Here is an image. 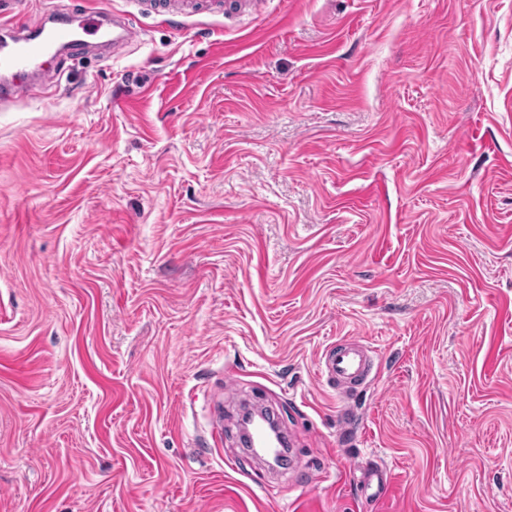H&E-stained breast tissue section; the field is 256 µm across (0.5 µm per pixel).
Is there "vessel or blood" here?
Wrapping results in <instances>:
<instances>
[{
    "instance_id": "vessel-or-blood-1",
    "label": "vessel or blood",
    "mask_w": 512,
    "mask_h": 512,
    "mask_svg": "<svg viewBox=\"0 0 512 512\" xmlns=\"http://www.w3.org/2000/svg\"><path fill=\"white\" fill-rule=\"evenodd\" d=\"M144 11L165 17L172 24H180L183 17L195 13L199 0H182L172 6L170 0H137ZM111 18L116 32L111 39L113 46L132 41L139 33L131 14L106 13L99 5L86 6L79 28L63 23H49L46 16H27L21 25L0 28V72L8 81L0 85V105L16 102L24 90L30 89L37 71H50L59 48L70 46L80 50L84 39L103 31L104 18ZM319 371L325 383L337 397L348 401L366 389L372 382L374 352L362 339L349 338L329 344L318 357ZM389 475L385 467L375 465L365 469L363 488L371 496L385 494Z\"/></svg>"
}]
</instances>
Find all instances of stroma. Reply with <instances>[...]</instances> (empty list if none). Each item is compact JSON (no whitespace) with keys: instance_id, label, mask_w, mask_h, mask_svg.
<instances>
[{"instance_id":"1","label":"stroma","mask_w":512,"mask_h":512,"mask_svg":"<svg viewBox=\"0 0 512 512\" xmlns=\"http://www.w3.org/2000/svg\"><path fill=\"white\" fill-rule=\"evenodd\" d=\"M139 25L0 106V512H512V0ZM347 336L378 371L342 439ZM318 365L325 383L347 402L374 379V351L359 338L329 344L318 356ZM389 486V474L385 467L380 465L371 466L364 470L363 489L370 490L368 497H380L387 491Z\"/></svg>"}]
</instances>
